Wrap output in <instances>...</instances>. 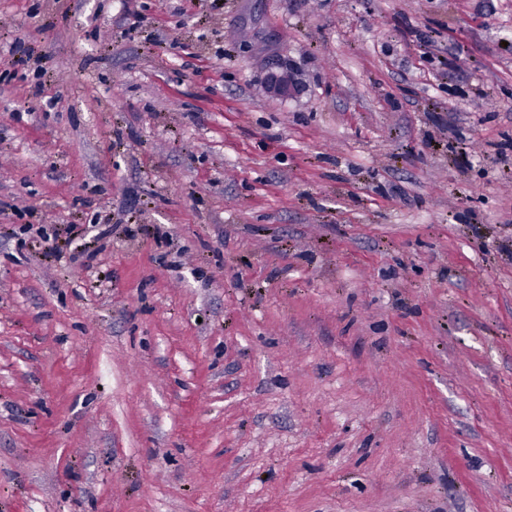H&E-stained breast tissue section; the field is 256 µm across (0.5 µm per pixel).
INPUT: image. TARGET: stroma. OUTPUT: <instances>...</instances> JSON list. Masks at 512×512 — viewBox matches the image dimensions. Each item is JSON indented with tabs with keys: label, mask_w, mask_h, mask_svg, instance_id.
<instances>
[{
	"label": "stroma",
	"mask_w": 512,
	"mask_h": 512,
	"mask_svg": "<svg viewBox=\"0 0 512 512\" xmlns=\"http://www.w3.org/2000/svg\"><path fill=\"white\" fill-rule=\"evenodd\" d=\"M0 512H512V0H0ZM299 89V83L283 66L272 69L268 75L265 91L273 97L288 98Z\"/></svg>",
	"instance_id": "stroma-1"
}]
</instances>
